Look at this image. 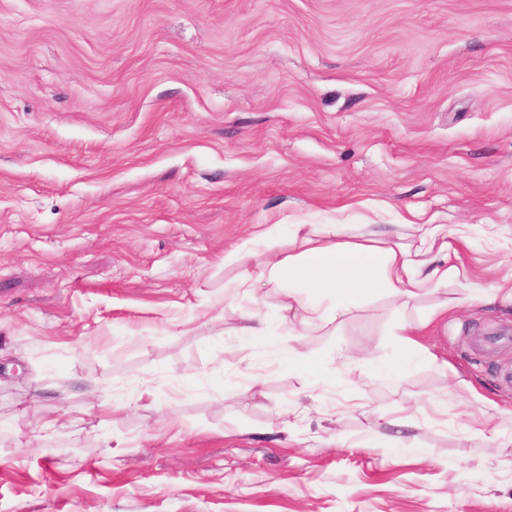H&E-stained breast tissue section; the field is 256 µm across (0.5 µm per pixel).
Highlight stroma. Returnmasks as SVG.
<instances>
[{"instance_id": "stroma-1", "label": "stroma", "mask_w": 512, "mask_h": 512, "mask_svg": "<svg viewBox=\"0 0 512 512\" xmlns=\"http://www.w3.org/2000/svg\"><path fill=\"white\" fill-rule=\"evenodd\" d=\"M297 224L463 276L227 296ZM511 282L512 0H0V512H512ZM457 303L443 302L437 309H435L428 318L423 320L418 326H413L408 323H403L399 326V331L395 334L398 336V342L407 354H412L417 350L418 343L413 336L418 334L422 329L429 327L438 319L448 315V311L453 309Z\"/></svg>"}]
</instances>
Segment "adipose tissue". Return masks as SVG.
Masks as SVG:
<instances>
[{
  "label": "adipose tissue",
  "instance_id": "ef3b65f1",
  "mask_svg": "<svg viewBox=\"0 0 512 512\" xmlns=\"http://www.w3.org/2000/svg\"><path fill=\"white\" fill-rule=\"evenodd\" d=\"M444 230L441 224L421 226L408 243L372 237L354 241L344 238L341 225L329 224L324 235L304 236L296 248L272 256L258 276L250 267L256 253L246 241L228 253L241 269L233 289L248 293L263 280L286 288L301 322L340 323L376 297L407 303L459 280L457 266L432 263Z\"/></svg>",
  "mask_w": 512,
  "mask_h": 512
}]
</instances>
